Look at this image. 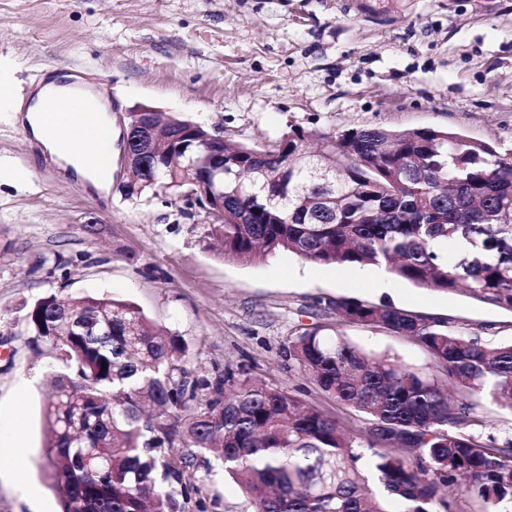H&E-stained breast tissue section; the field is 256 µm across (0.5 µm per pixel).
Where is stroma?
<instances>
[{
  "mask_svg": "<svg viewBox=\"0 0 512 512\" xmlns=\"http://www.w3.org/2000/svg\"><path fill=\"white\" fill-rule=\"evenodd\" d=\"M0 0V84L26 95L50 70L72 74L112 113L140 103L266 145L289 125L331 131L445 127L512 150V0ZM0 512H60L42 446L45 374L27 309L39 298L109 293L186 342L191 367L246 371L361 423L306 380L286 353L303 327L342 334L372 355L430 369L427 353L386 329L319 310L345 297L449 318L512 337V312L374 268L314 264L292 253L231 261L205 250L196 224L158 198L124 199L121 166L100 192L32 142L0 97ZM95 232H87V225ZM204 512H251L225 474Z\"/></svg>",
  "mask_w": 512,
  "mask_h": 512,
  "instance_id": "1",
  "label": "stroma"
}]
</instances>
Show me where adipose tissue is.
<instances>
[{"instance_id":"obj_1","label":"adipose tissue","mask_w":512,"mask_h":512,"mask_svg":"<svg viewBox=\"0 0 512 512\" xmlns=\"http://www.w3.org/2000/svg\"><path fill=\"white\" fill-rule=\"evenodd\" d=\"M73 99L80 103L82 120L88 133L78 140L70 139L65 123L48 127L45 105L48 99ZM16 111L24 115L23 126L32 140L69 168L78 181L96 189L112 181V122L105 103L91 91L52 79L33 93L27 102L17 103Z\"/></svg>"}]
</instances>
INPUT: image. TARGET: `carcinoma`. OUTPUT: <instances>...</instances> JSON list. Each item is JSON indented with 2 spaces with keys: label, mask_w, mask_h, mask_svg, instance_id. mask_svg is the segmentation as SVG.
<instances>
[{
  "label": "carcinoma",
  "mask_w": 512,
  "mask_h": 512,
  "mask_svg": "<svg viewBox=\"0 0 512 512\" xmlns=\"http://www.w3.org/2000/svg\"><path fill=\"white\" fill-rule=\"evenodd\" d=\"M211 188L200 242L227 260L281 252L324 265L380 267L437 292L512 311V151L444 127L317 131L221 142L178 136L120 185L186 207ZM346 324L418 342L437 372L373 357L338 334L288 340L303 377L363 414L345 424L290 390L190 368L182 339L110 294L38 299L33 342L57 361L44 406L47 476L62 512H190L195 461L214 455L252 512H456L465 481L480 512L512 504V439L482 441L474 400L512 411V339L390 304L320 300Z\"/></svg>",
  "instance_id": "cac0c4a2"
}]
</instances>
